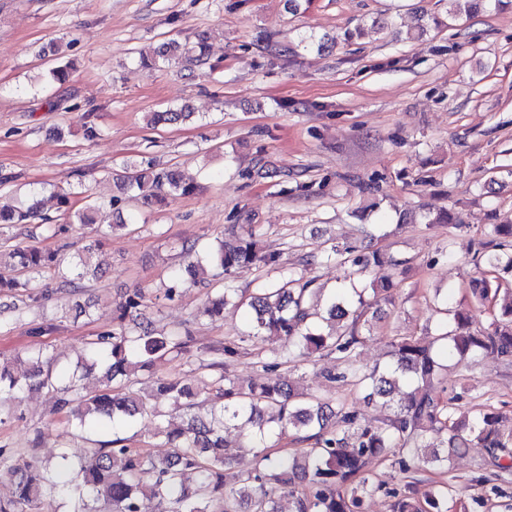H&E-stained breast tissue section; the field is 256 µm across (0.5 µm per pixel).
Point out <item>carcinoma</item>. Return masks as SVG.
<instances>
[{
    "instance_id": "obj_1",
    "label": "carcinoma",
    "mask_w": 512,
    "mask_h": 512,
    "mask_svg": "<svg viewBox=\"0 0 512 512\" xmlns=\"http://www.w3.org/2000/svg\"><path fill=\"white\" fill-rule=\"evenodd\" d=\"M448 18L458 19L481 11L498 9L503 0H449ZM204 64L208 42L198 36L190 45L170 40L151 54H140L139 65L155 71L182 61L187 54ZM193 116L190 108L148 113L147 123H174ZM121 193L129 192L152 205L167 192L189 194L196 185L186 181L172 167H160L151 159L131 162L116 178ZM66 224L97 223V209L71 210L67 196L61 198ZM41 213V200L32 197L21 207L0 205V238L10 230L28 224ZM492 223L476 249L479 265L492 272L470 280L469 290L480 305L495 302L505 282L512 278V218L490 213ZM97 241L82 247L69 262L74 277L60 276L58 288L71 294L78 281L103 277L101 268L91 265ZM184 265L174 272L165 297L173 299L179 285L201 274L219 279L235 269L258 265L277 269L280 253L260 245V233L248 226L241 235L221 239L213 247L199 250L181 246ZM14 276L0 275V291L13 295L19 306L30 308L38 297L22 292L26 284L19 275L31 278L58 272L65 258L59 251L16 246L8 253ZM313 262L350 267L373 275L371 288L351 295L333 294L318 304L321 289L315 280L306 281L293 273L257 289L247 303L249 331L202 352L201 366L216 373L210 416L194 412L197 392L186 377H158L155 363L171 354L190 351L191 339L178 332L153 334L143 327L137 331L125 319L145 305V293L136 289L118 303L112 329L100 332L80 363L81 374L61 383L48 366L52 357L41 348L27 350L31 371L19 375L8 365L0 366V395L22 400L32 389L57 392L55 412L81 432H90L101 421L132 424L149 414L157 419L154 435L164 438L171 452L157 456L146 448H134L128 440L105 441L94 455L74 463L66 453L59 464L75 471L73 480L57 484L48 469L16 458L0 448V474L11 477L9 494L0 497V512H43L48 499L59 497L72 504L70 512H94L92 502L106 499L110 512H146V503L156 502L157 512H358L362 500L377 492L395 498L391 512H423L415 498L414 483L399 492L366 472L372 458L392 459L401 475L411 468L448 471L455 454L472 446L483 449V463L473 481L479 485L512 483V427L504 428V417L488 407L467 417H456V408L441 401L438 377L442 369L434 343L412 336L390 342L389 361L370 371L355 364V352L371 338L373 323L380 319V304L390 302L396 287L395 270L404 259L369 246L331 243L310 256ZM239 305L238 290L226 284L207 295L200 314L211 319L224 316V307ZM442 308L447 315L445 353L465 363L480 353H494L512 365V297L493 310L486 328H472V315L464 310ZM274 342L272 361L266 370L281 366L292 372L313 354L335 356L342 368L324 369L331 383H346L365 392V399L390 411L376 425L364 420L359 411L337 405L311 393L299 391L287 376L246 385L224 376V364L243 354V344ZM163 398L174 414L162 418L149 402ZM238 432L239 452H228L224 433ZM292 434L304 448L284 454L268 450L273 435ZM431 512H448V487L437 485L425 497Z\"/></svg>"
}]
</instances>
